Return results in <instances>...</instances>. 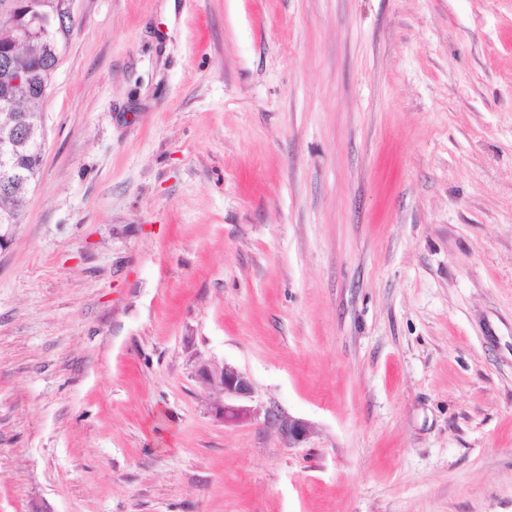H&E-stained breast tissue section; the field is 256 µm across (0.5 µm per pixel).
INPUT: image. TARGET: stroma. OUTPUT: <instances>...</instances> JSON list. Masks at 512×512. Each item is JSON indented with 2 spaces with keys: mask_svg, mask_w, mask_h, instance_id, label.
<instances>
[{
  "mask_svg": "<svg viewBox=\"0 0 512 512\" xmlns=\"http://www.w3.org/2000/svg\"><path fill=\"white\" fill-rule=\"evenodd\" d=\"M72 14L0 227V512H512V0ZM196 376L202 382L224 392V405L216 409L219 418L224 421H241L251 417V411L247 406L226 403V398L245 400L252 396V382L245 373L226 364L218 366L202 361L197 365ZM266 422L273 424L279 434L288 441V446L292 448L303 443L310 433L307 422L289 415L278 416L274 419L268 416Z\"/></svg>",
  "mask_w": 512,
  "mask_h": 512,
  "instance_id": "1",
  "label": "stroma"
}]
</instances>
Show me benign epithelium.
<instances>
[{
  "label": "benign epithelium",
  "instance_id": "7a95c632",
  "mask_svg": "<svg viewBox=\"0 0 512 512\" xmlns=\"http://www.w3.org/2000/svg\"><path fill=\"white\" fill-rule=\"evenodd\" d=\"M71 3L72 0H0V18L8 21L14 31L10 55L0 61V99L4 107L13 110L10 131L0 134V159L5 166L0 182L19 191L27 183L26 175L19 172L21 149L39 145L43 137L42 128L31 122L32 112L17 109L19 105L28 106L35 101L21 48L47 35V28L59 26L62 18L72 14ZM196 376L223 391L228 399L245 400L253 394L250 378L226 364L218 366L202 361L197 365ZM216 415L225 421H241L251 417V411L243 405L226 403L217 407ZM267 422L276 427L291 448L303 443L310 433L307 422L289 415L269 418Z\"/></svg>",
  "mask_w": 512,
  "mask_h": 512
}]
</instances>
